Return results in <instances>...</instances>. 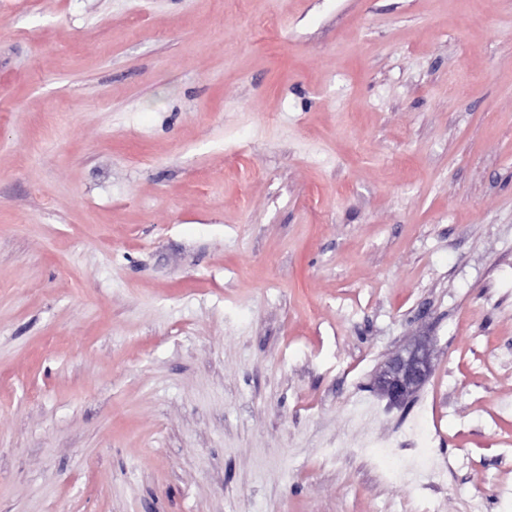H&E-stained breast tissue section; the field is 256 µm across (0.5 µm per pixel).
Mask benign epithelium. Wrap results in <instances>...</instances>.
Returning <instances> with one entry per match:
<instances>
[{
    "label": "benign epithelium",
    "mask_w": 512,
    "mask_h": 512,
    "mask_svg": "<svg viewBox=\"0 0 512 512\" xmlns=\"http://www.w3.org/2000/svg\"><path fill=\"white\" fill-rule=\"evenodd\" d=\"M432 343L423 336L394 355L375 378L379 394L392 405H403L427 380L432 367Z\"/></svg>",
    "instance_id": "benign-epithelium-1"
}]
</instances>
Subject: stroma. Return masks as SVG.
<instances>
[{
  "instance_id": "obj_1",
  "label": "stroma",
  "mask_w": 512,
  "mask_h": 512,
  "mask_svg": "<svg viewBox=\"0 0 512 512\" xmlns=\"http://www.w3.org/2000/svg\"><path fill=\"white\" fill-rule=\"evenodd\" d=\"M507 397L512 0H0V512H512ZM432 349L430 338L422 336L394 355L375 378L379 394L392 405L406 404L431 372Z\"/></svg>"
}]
</instances>
